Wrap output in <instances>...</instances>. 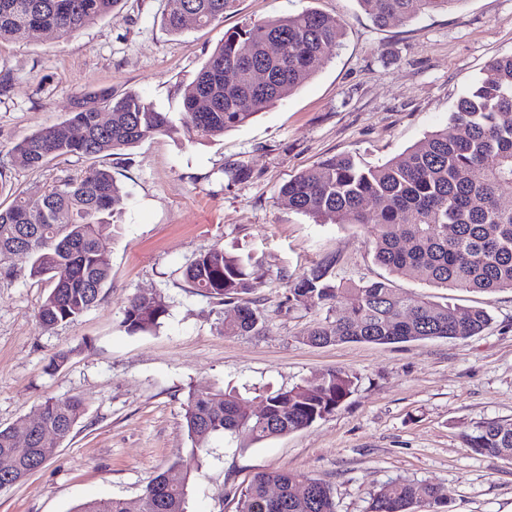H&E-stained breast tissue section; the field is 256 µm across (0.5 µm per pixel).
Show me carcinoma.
I'll use <instances>...</instances> for the list:
<instances>
[{
	"label": "carcinoma",
	"instance_id": "cac0c4a2",
	"mask_svg": "<svg viewBox=\"0 0 512 512\" xmlns=\"http://www.w3.org/2000/svg\"><path fill=\"white\" fill-rule=\"evenodd\" d=\"M120 0H0V41H22L39 28L69 37L108 14ZM164 19L169 32L185 29L184 15L206 27L224 18L237 0H175ZM382 27L393 18L414 19L447 10L463 0H357ZM343 26L308 8L296 15L246 25L224 33L184 89L178 117L159 110L134 92L120 97L109 89L79 93L67 117L38 130L13 149L14 164L39 168L60 156L117 155L140 141L184 128L203 140L249 122L309 80L341 45ZM263 75L256 88L241 70ZM112 112L102 124L100 113ZM455 133L426 136L398 157L378 165L350 155H332L294 175L279 191L288 208L334 224H370L374 260L397 276L427 285L488 295L512 290V206L501 191L512 186V55L493 60L484 76L469 85L450 112ZM124 194L108 167H94L78 178L61 179L39 197L17 196L0 210V273H12L14 250L31 259L30 276L46 279L50 292L36 314L52 329L93 307L111 276L104 260L115 236L112 223ZM336 261L327 257L298 278L288 279L284 305L290 311L326 309V317L302 334L311 346L346 342L399 344L432 339H464L484 331L491 320L484 307L437 303L416 293H397L388 279L344 287L336 284ZM259 259L214 246L195 256L183 277L190 288L218 305H236L224 321V335L258 332L259 317L241 295L254 288ZM168 314L161 296L134 297L123 310L130 334L151 333ZM356 377L346 371L322 373L288 388L254 390L266 408L262 417L246 412L247 398L234 390L191 388L184 421L192 441L144 489L132 508L124 499H96L74 512H187L190 473L198 449L213 435L230 436L249 448L310 426L332 414L352 394ZM79 395L52 398L27 446L11 427H0V489L38 471L49 459L40 436L69 439L85 412ZM474 452L512 459V423L487 421L464 436ZM280 489L279 501L267 486ZM307 487L304 496L295 493ZM433 512L447 501L435 486L392 481L373 494L369 512H414L420 499ZM236 512H336L330 487L304 473L256 475L237 500Z\"/></svg>",
	"mask_w": 512,
	"mask_h": 512
}]
</instances>
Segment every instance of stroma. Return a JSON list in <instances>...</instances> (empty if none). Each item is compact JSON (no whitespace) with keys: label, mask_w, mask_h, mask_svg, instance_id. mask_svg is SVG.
<instances>
[{"label":"stroma","mask_w":512,"mask_h":512,"mask_svg":"<svg viewBox=\"0 0 512 512\" xmlns=\"http://www.w3.org/2000/svg\"><path fill=\"white\" fill-rule=\"evenodd\" d=\"M173 0H121L117 8L60 39L35 31L0 43V208L37 196L90 166L111 168L125 195L107 250L111 278L76 320L41 329L35 314L49 292L31 277L27 255L0 279V426L36 416L49 398L78 395L86 412L70 438L23 482L0 491V512H72L96 498L136 499L177 456L193 450L184 426L190 387H290L330 370L357 377L335 413L249 448L217 435L197 450L188 512H235L252 477L302 472L328 484L336 512H367L392 480L432 484L449 512H512V460L465 448L462 436L491 419L512 423V291L493 296L432 288L397 278L400 293L435 302L488 305L491 325L466 339L395 345L304 344L323 311H288L286 276L335 256L341 283L386 276L369 247V228L331 224L284 207L280 187L320 159L356 154L391 160L449 127L448 109L494 58L512 54V0H462L380 27L357 0H237L211 26L170 33ZM313 7L345 31L336 54L298 89L248 123L206 140L180 130L123 154L60 157L40 169L12 163L15 144L65 119L80 92H137L176 110L182 92L227 30ZM247 167V181L229 170ZM254 253L262 265L246 296L261 318L255 335L222 332L231 307L193 293L182 277L213 246ZM138 294H157L168 314L152 333L128 335L122 311ZM68 362L47 372L50 358Z\"/></svg>","instance_id":"stroma-1"}]
</instances>
